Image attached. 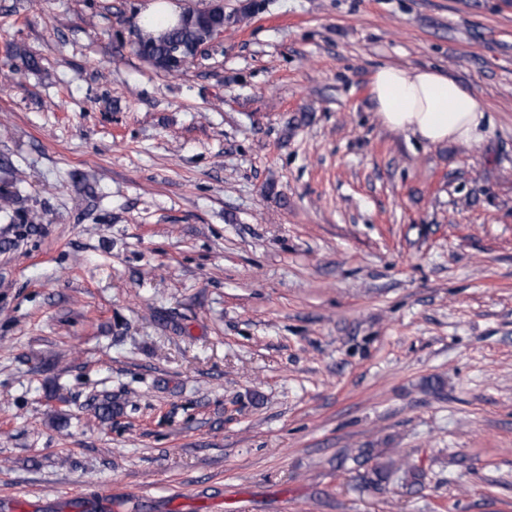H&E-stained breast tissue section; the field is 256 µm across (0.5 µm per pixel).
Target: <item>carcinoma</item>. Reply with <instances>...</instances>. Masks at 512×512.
I'll use <instances>...</instances> for the list:
<instances>
[{"mask_svg":"<svg viewBox=\"0 0 512 512\" xmlns=\"http://www.w3.org/2000/svg\"><path fill=\"white\" fill-rule=\"evenodd\" d=\"M227 22L228 16L224 14L222 4L204 11H185L173 24L158 33L138 29L135 51L158 72H181L195 64L197 48L205 42V38L223 31ZM399 472L403 473L404 486L411 488L419 483V474L409 467L396 465L392 460L377 464L362 476V481L366 488L378 491Z\"/></svg>","mask_w":512,"mask_h":512,"instance_id":"1","label":"carcinoma"}]
</instances>
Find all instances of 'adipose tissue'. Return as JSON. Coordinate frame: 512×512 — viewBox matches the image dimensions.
<instances>
[{
	"label": "adipose tissue",
	"mask_w": 512,
	"mask_h": 512,
	"mask_svg": "<svg viewBox=\"0 0 512 512\" xmlns=\"http://www.w3.org/2000/svg\"><path fill=\"white\" fill-rule=\"evenodd\" d=\"M373 93L384 125L432 144H477L491 125L474 94L431 69L379 67L373 75Z\"/></svg>",
	"instance_id": "adipose-tissue-1"
}]
</instances>
